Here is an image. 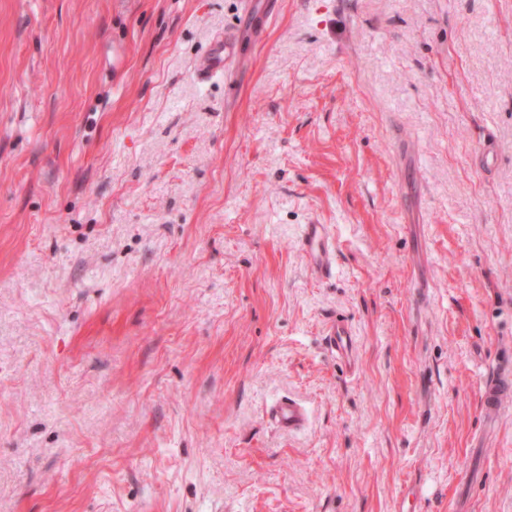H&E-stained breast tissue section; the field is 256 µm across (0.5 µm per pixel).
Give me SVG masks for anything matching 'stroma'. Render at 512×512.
<instances>
[{
	"mask_svg": "<svg viewBox=\"0 0 512 512\" xmlns=\"http://www.w3.org/2000/svg\"><path fill=\"white\" fill-rule=\"evenodd\" d=\"M511 354L512 0H0V512H512ZM234 50V39L225 36L216 46L206 51L197 61L194 74L197 80L206 83L224 74V60ZM299 247L319 277L329 276L336 264V239L329 224H304ZM325 341L328 348L336 354V358L345 364L356 366V353L352 342V330L349 322L341 317L336 316V320L329 325ZM512 393V358L500 363L480 393V411L485 419H495ZM272 419L288 433L301 429L307 422L305 408L291 398L277 402L270 411Z\"/></svg>",
	"mask_w": 512,
	"mask_h": 512,
	"instance_id": "35a3bbf8",
	"label": "stroma"
}]
</instances>
